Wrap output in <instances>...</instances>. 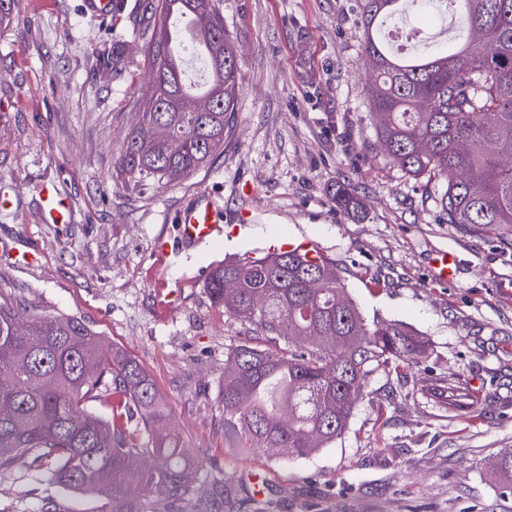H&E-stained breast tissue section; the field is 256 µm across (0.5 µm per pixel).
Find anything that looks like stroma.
<instances>
[{
    "label": "stroma",
    "instance_id": "35a3bbf8",
    "mask_svg": "<svg viewBox=\"0 0 512 512\" xmlns=\"http://www.w3.org/2000/svg\"><path fill=\"white\" fill-rule=\"evenodd\" d=\"M126 2L103 21L81 0H19L0 29V296L31 315L78 317L145 367L193 482L228 475L241 489L240 502L189 512H503L485 464L512 448V225L444 223L433 183L389 163L367 120L361 0H220L239 56L224 151L179 183L139 186L114 170L151 85L135 0ZM402 22L422 29L414 54L450 40L448 14ZM344 179L365 203L351 217L329 197ZM45 184L69 201V223H44ZM205 188L222 234L158 264L155 241L176 244L174 215ZM275 241L312 243L367 318L431 342L405 387L389 392L377 374L342 438L291 462L226 445L224 360L252 329L206 290L218 263L262 257ZM439 251L456 257L452 283L431 274ZM49 501L57 512L100 506L28 457L0 469V512H42Z\"/></svg>",
    "mask_w": 512,
    "mask_h": 512
}]
</instances>
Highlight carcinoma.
I'll list each match as a JSON object with an SVG mask.
<instances>
[{
  "label": "carcinoma",
  "mask_w": 512,
  "mask_h": 512,
  "mask_svg": "<svg viewBox=\"0 0 512 512\" xmlns=\"http://www.w3.org/2000/svg\"><path fill=\"white\" fill-rule=\"evenodd\" d=\"M466 34L451 50L398 56L374 31L405 0H362L363 53L376 139L405 176L440 182L450 224L512 225V0H443ZM152 88L116 161L130 183L176 182L209 166L224 149L236 112L238 55L219 0H149ZM336 211L362 202L336 185ZM321 287L312 288L313 280ZM229 281L236 287L227 288ZM213 302L253 327L224 366V439L236 448H272L308 457L347 429L356 402L382 372L406 378L429 342L395 321H367L330 261L289 250L214 268ZM0 301V468L21 455L53 466L65 488L103 495L100 512H144L131 494L160 487L171 512L193 492L180 437L164 431L166 404L134 357L105 344L75 316L33 315ZM284 341L261 347L253 341ZM119 396L113 417L86 404ZM153 459L150 467L143 460ZM499 497L512 499V449L488 462ZM213 501L235 485L214 481Z\"/></svg>",
  "instance_id": "carcinoma-1"
}]
</instances>
